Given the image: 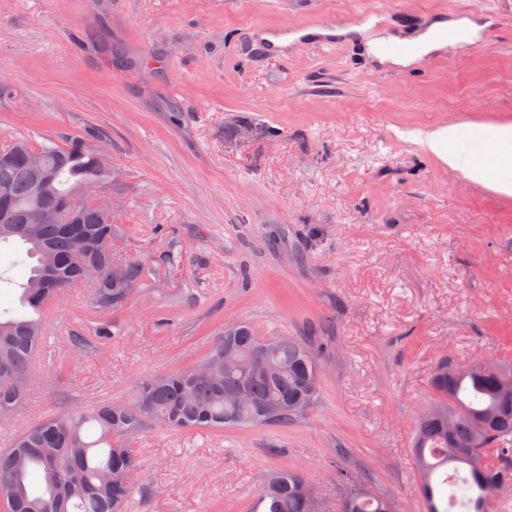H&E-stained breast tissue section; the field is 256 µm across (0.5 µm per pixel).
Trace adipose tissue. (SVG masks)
Returning <instances> with one entry per match:
<instances>
[{"label": "adipose tissue", "instance_id": "1", "mask_svg": "<svg viewBox=\"0 0 512 512\" xmlns=\"http://www.w3.org/2000/svg\"><path fill=\"white\" fill-rule=\"evenodd\" d=\"M469 134L475 141L492 144V166L465 161L455 152L454 145L458 139L456 126H439L421 132L419 141L442 163L461 171L472 182L486 185L506 196L512 195V125H474Z\"/></svg>", "mask_w": 512, "mask_h": 512}]
</instances>
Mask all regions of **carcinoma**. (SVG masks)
Returning <instances> with one entry per match:
<instances>
[{
	"label": "carcinoma",
	"mask_w": 512,
	"mask_h": 512,
	"mask_svg": "<svg viewBox=\"0 0 512 512\" xmlns=\"http://www.w3.org/2000/svg\"><path fill=\"white\" fill-rule=\"evenodd\" d=\"M0 254L35 260L20 285V308L0 313V418L10 416L36 382L32 359L46 339L43 308L61 289L83 286L90 305L102 312L123 309L148 273L137 261H120L112 249L119 225L76 192L88 183L112 181L97 153L80 140L57 144L18 138L0 150ZM37 155L54 173L38 187L30 164ZM71 204L78 223L63 230L61 206ZM241 362L224 364V349ZM430 386L433 400L415 420L412 454L426 512H495V490L512 485V364H440ZM243 388L246 400L224 392ZM317 352L312 337L264 336L237 323L196 365L133 384L127 402L103 400L88 408L37 419L0 450V512H127L143 487L132 436L154 427L170 431H222L227 426L286 424L303 416L319 396ZM273 408L274 419L260 413ZM42 472L44 488L33 493L29 471ZM255 497L253 512H305L309 480L295 471H275ZM354 486L350 510L395 512L393 502L371 492L367 478L340 471Z\"/></svg>",
	"instance_id": "obj_1"
}]
</instances>
